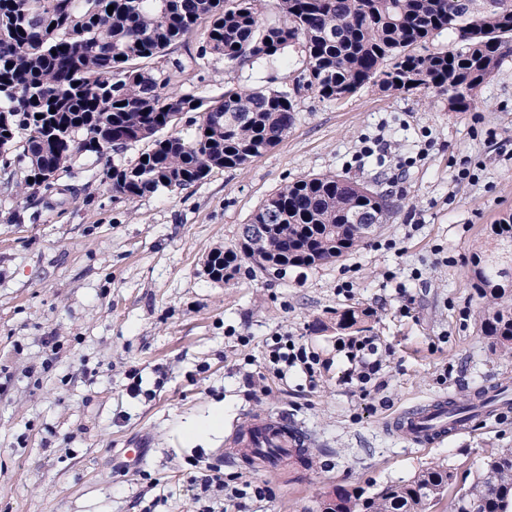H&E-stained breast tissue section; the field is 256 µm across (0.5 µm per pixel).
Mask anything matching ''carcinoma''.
<instances>
[{"label":"carcinoma","instance_id":"obj_1","mask_svg":"<svg viewBox=\"0 0 512 512\" xmlns=\"http://www.w3.org/2000/svg\"><path fill=\"white\" fill-rule=\"evenodd\" d=\"M113 12H107L108 6ZM268 21L259 0H0V171L34 195L61 192L59 174L94 157L116 199L201 183L215 169H238L278 145L296 112L285 89H229L218 98L169 94L171 76L153 62L197 40L198 58L243 68L292 46L304 53L298 86L328 100L368 84L384 92L435 88L448 108L466 112L473 91L512 58V0H276ZM448 32V50L427 44ZM192 132L178 126L188 113ZM140 142L149 149L124 163L112 154ZM392 194L339 174L307 176L266 199L251 219L267 234L243 237L207 260L229 281L249 260L268 271L335 262L365 240L359 224L389 221ZM512 248V215L490 225L472 258L471 288L480 331L512 355V282L495 254ZM372 312H336V333L368 331ZM500 386L466 403L436 408L448 422L508 406ZM457 481L430 468L368 493L336 492L332 512H430ZM449 512H512V452L487 457L460 487Z\"/></svg>","mask_w":512,"mask_h":512}]
</instances>
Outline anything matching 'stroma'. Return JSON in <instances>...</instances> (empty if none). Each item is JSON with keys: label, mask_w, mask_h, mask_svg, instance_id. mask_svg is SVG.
Masks as SVG:
<instances>
[{"label": "stroma", "mask_w": 512, "mask_h": 512, "mask_svg": "<svg viewBox=\"0 0 512 512\" xmlns=\"http://www.w3.org/2000/svg\"><path fill=\"white\" fill-rule=\"evenodd\" d=\"M176 61L171 89H287L296 123L246 167L178 193L113 199L85 156L59 176L73 198L26 197L0 174V512H200L205 465L229 486L268 488L242 512H319L338 489L374 492L437 464L471 477L512 448V406L431 446L390 426L440 399L512 386V359L481 335L468 277L487 226L512 213V60L466 112L433 89L295 91L297 50L235 68L180 47L155 65ZM319 174L365 181L400 207L338 262L277 279L245 261L229 282L209 276L208 256L237 246L267 198ZM347 307L372 311L385 349L365 385L348 382L337 350L332 317ZM281 336L316 356L314 378L274 372L268 350ZM279 416L306 449L267 473L233 438ZM128 448L141 451L129 466Z\"/></svg>", "instance_id": "obj_1"}]
</instances>
